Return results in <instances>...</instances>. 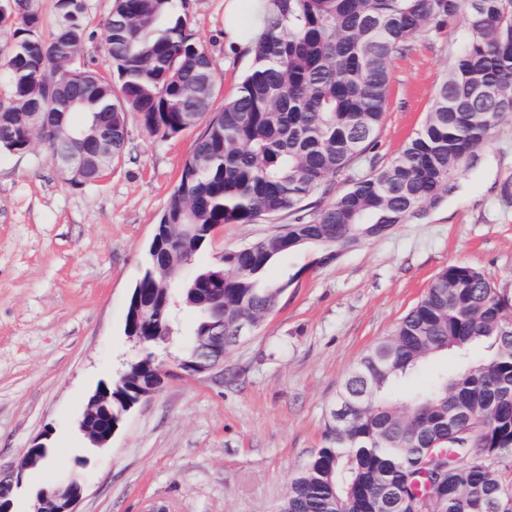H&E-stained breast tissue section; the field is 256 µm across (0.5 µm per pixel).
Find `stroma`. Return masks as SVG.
<instances>
[{
    "instance_id": "35a3bbf8",
    "label": "stroma",
    "mask_w": 512,
    "mask_h": 512,
    "mask_svg": "<svg viewBox=\"0 0 512 512\" xmlns=\"http://www.w3.org/2000/svg\"><path fill=\"white\" fill-rule=\"evenodd\" d=\"M196 41L215 62L222 108L251 58L224 39V0H187ZM113 0H87L85 64L106 68L102 24ZM463 18L416 37L391 62L375 149L388 163L423 124L462 44ZM128 152L108 178L76 187L43 145L0 154V470L16 466L51 428L52 466L30 472L13 512L37 489L79 475L81 512H273L292 475L318 447L324 420L357 359L451 264L481 269L512 291V117L436 204L384 237L314 267L305 249L269 269L288 281L276 308L210 374L174 376L123 418L109 448L78 428L89 396L116 380L138 351L124 333L132 290L155 224L204 124L161 141L136 114ZM291 216L227 224L198 264L267 237Z\"/></svg>"
}]
</instances>
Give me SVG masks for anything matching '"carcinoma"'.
Masks as SVG:
<instances>
[{
	"label": "carcinoma",
	"instance_id": "1",
	"mask_svg": "<svg viewBox=\"0 0 512 512\" xmlns=\"http://www.w3.org/2000/svg\"><path fill=\"white\" fill-rule=\"evenodd\" d=\"M264 12L252 37L253 64L224 108L210 113L217 86L199 47L186 0H114L104 23L108 64L119 87L89 69L57 68L85 38L86 0H56L53 31L34 0H0L7 75L0 92V154L24 155L34 135L50 156L112 141V163L128 146L127 114L161 140L202 119L207 125L184 162L158 218L136 282L125 334L147 352L114 392L112 413L135 398L134 380L160 362L173 334L171 302L157 291L156 267L172 280L211 242V228L254 224L304 210L331 180L348 187L307 221L228 250L185 286L199 313L192 335L224 320V347L279 302L291 279L265 284L275 258L305 246L316 264L369 240L375 224H401L448 193L477 150L512 115V0H246ZM463 16L466 38L441 80L421 128L384 166L372 155L387 106L391 61L419 35ZM451 353L463 365L430 373L424 388L399 384ZM512 499V291L480 269L450 264L422 298L356 362L337 392L319 447L291 478L275 512H487Z\"/></svg>",
	"mask_w": 512,
	"mask_h": 512
}]
</instances>
